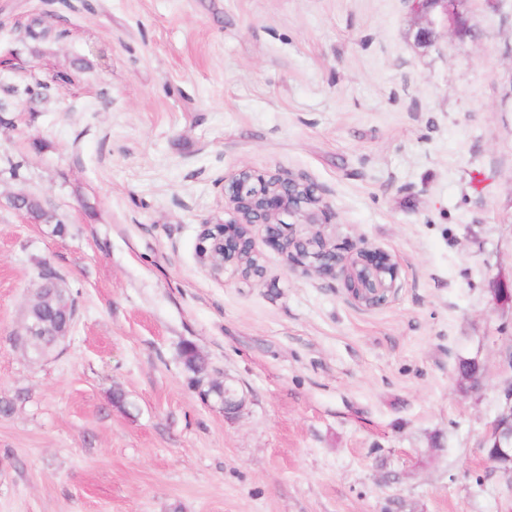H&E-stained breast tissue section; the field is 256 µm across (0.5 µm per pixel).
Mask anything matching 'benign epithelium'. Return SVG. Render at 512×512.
<instances>
[{
    "label": "benign epithelium",
    "instance_id": "benign-epithelium-1",
    "mask_svg": "<svg viewBox=\"0 0 512 512\" xmlns=\"http://www.w3.org/2000/svg\"><path fill=\"white\" fill-rule=\"evenodd\" d=\"M412 11L426 21L419 30L422 41L432 39V27L440 25L454 36L471 34L469 19L462 11V0H409ZM224 197L232 210L230 219L224 222H205L199 232L197 255L205 268L214 275L224 272L233 264L242 267L240 252L254 250L249 228L254 224L266 227L268 244L286 256L291 269L312 270L322 276L343 279L346 288L358 301H365L363 294L372 289L371 297L382 299L393 287L398 267L391 256L376 253L364 247L351 255H342L321 244L314 249L308 238L281 239V230L275 225L284 223L286 217H303L305 223H315V214L309 205L315 202L316 188L292 177L272 176L265 178L248 168L239 170L224 187ZM43 330L32 324L29 316L14 335V342L22 348L33 346ZM511 395L498 418L491 426V439L497 446L498 455L491 462H512V385Z\"/></svg>",
    "mask_w": 512,
    "mask_h": 512
}]
</instances>
